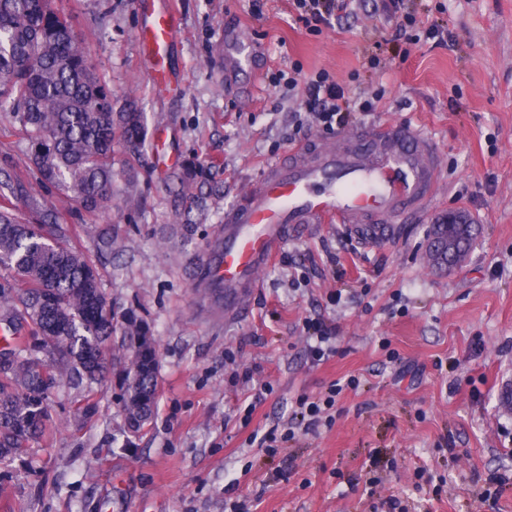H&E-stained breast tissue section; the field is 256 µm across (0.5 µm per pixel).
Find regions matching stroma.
Here are the masks:
<instances>
[{"instance_id":"35a3bbf8","label":"stroma","mask_w":512,"mask_h":512,"mask_svg":"<svg viewBox=\"0 0 512 512\" xmlns=\"http://www.w3.org/2000/svg\"><path fill=\"white\" fill-rule=\"evenodd\" d=\"M159 5L181 21L165 86L141 52L136 0H61L114 110L136 101L148 134L139 156L116 157L127 174L109 213L38 188L97 257L116 317L149 326L156 413L129 446L113 381L98 387L82 430L60 389L51 438L26 466L0 467V512H386L392 496L406 512H512V413L499 407L512 377V0H410L409 14L391 17L361 4L316 29L296 22L289 0ZM432 23L440 33L425 38ZM236 37L255 45L257 79L225 75L224 42ZM322 69L377 95L345 135L392 123L432 137L435 201L379 242L342 245L343 224L298 229L259 271L243 312L225 315L196 297L194 263L269 162L336 140L290 120L289 78ZM182 162L196 166L205 213L174 204L167 175ZM451 208L480 228L452 269L427 253L435 216ZM104 227L118 241L101 256ZM318 318L337 338L315 364L306 323ZM351 378L359 386L337 397L332 424L272 453L251 445L287 422L298 397Z\"/></svg>"}]
</instances>
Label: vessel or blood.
<instances>
[{"label": "vessel or blood", "mask_w": 512, "mask_h": 512, "mask_svg": "<svg viewBox=\"0 0 512 512\" xmlns=\"http://www.w3.org/2000/svg\"><path fill=\"white\" fill-rule=\"evenodd\" d=\"M148 57L163 64L179 27L178 16L154 0H138ZM228 55L242 73L257 70L251 42L240 39ZM437 157L432 141L406 125L383 124L364 139L296 148L288 163L272 165L261 185L224 215V231L198 261L201 300L234 315L244 308L258 272L302 224L366 221L389 226L426 210L433 200Z\"/></svg>", "instance_id": "obj_1"}]
</instances>
